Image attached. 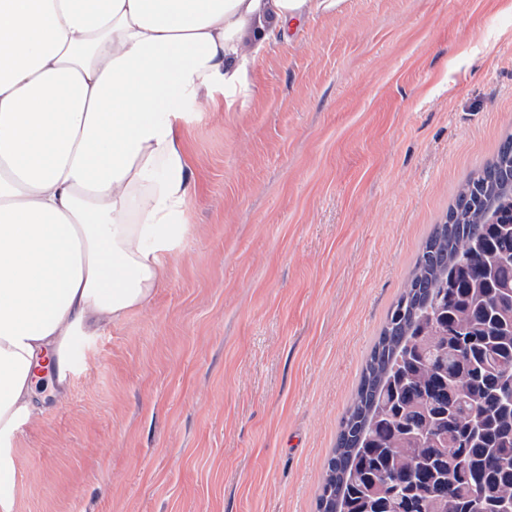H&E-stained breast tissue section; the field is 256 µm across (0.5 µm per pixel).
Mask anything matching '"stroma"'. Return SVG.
I'll list each match as a JSON object with an SVG mask.
<instances>
[{"label":"stroma","mask_w":512,"mask_h":512,"mask_svg":"<svg viewBox=\"0 0 512 512\" xmlns=\"http://www.w3.org/2000/svg\"><path fill=\"white\" fill-rule=\"evenodd\" d=\"M187 110L184 234L16 436L12 512H316L418 251L512 135V0H341Z\"/></svg>","instance_id":"35a3bbf8"}]
</instances>
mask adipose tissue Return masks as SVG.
Returning <instances> with one entry per match:
<instances>
[{"label": "adipose tissue", "instance_id": "obj_1", "mask_svg": "<svg viewBox=\"0 0 512 512\" xmlns=\"http://www.w3.org/2000/svg\"><path fill=\"white\" fill-rule=\"evenodd\" d=\"M340 0H0V483L75 337L149 301L190 196L179 122Z\"/></svg>", "mask_w": 512, "mask_h": 512}]
</instances>
